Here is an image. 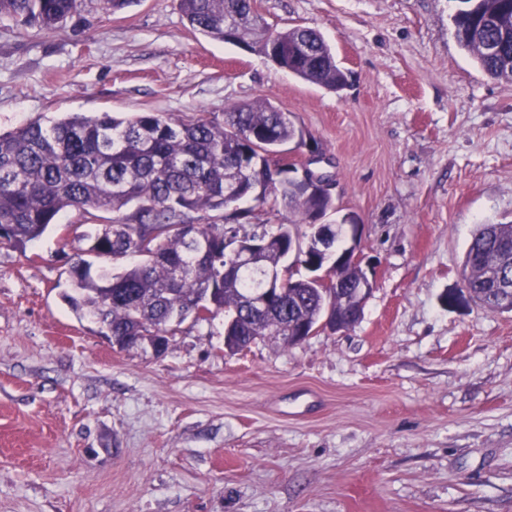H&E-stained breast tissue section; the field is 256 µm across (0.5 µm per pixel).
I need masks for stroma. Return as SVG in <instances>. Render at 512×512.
<instances>
[{"mask_svg": "<svg viewBox=\"0 0 512 512\" xmlns=\"http://www.w3.org/2000/svg\"><path fill=\"white\" fill-rule=\"evenodd\" d=\"M258 5L349 86L192 32L179 0H83L54 31L0 18V133L269 102L333 177L324 223L360 226L361 319L235 355L189 319L125 351L65 301L58 228L0 248V512H512V312L441 302L477 226L512 221V82L460 47L455 0Z\"/></svg>", "mask_w": 512, "mask_h": 512, "instance_id": "stroma-1", "label": "stroma"}]
</instances>
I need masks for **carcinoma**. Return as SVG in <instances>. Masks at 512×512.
I'll return each mask as SVG.
<instances>
[{"instance_id":"1","label":"carcinoma","mask_w":512,"mask_h":512,"mask_svg":"<svg viewBox=\"0 0 512 512\" xmlns=\"http://www.w3.org/2000/svg\"><path fill=\"white\" fill-rule=\"evenodd\" d=\"M455 38L481 69L512 81V0H458ZM82 0H0V16L44 31L59 27ZM189 26L202 34L252 47L298 77L333 91L348 73L315 30L272 29L244 0H180ZM495 45L500 55L488 48ZM302 135L288 113L257 101L234 105L224 122L204 116L175 118L139 112L117 119L108 112L72 115L49 125L36 120L0 134V247L25 250L60 213L76 211L67 236L81 248L70 266L73 310L112 326V335L172 336L185 318L178 310L202 306L212 321L224 315L225 347L237 354L264 336H296L318 319L323 297L315 283L296 277L265 312L252 296L264 288L265 269L241 265L224 272V239L268 235L307 224L316 208H335L330 198L305 196L291 180H275L272 148ZM262 179L272 190L257 205L228 216L225 190L239 194ZM284 210L285 224L270 228L264 215ZM114 218H109V215ZM110 256L133 263L113 274L92 271L87 257ZM512 280V221L482 224L464 259L471 300L494 308L496 270Z\"/></svg>"}]
</instances>
